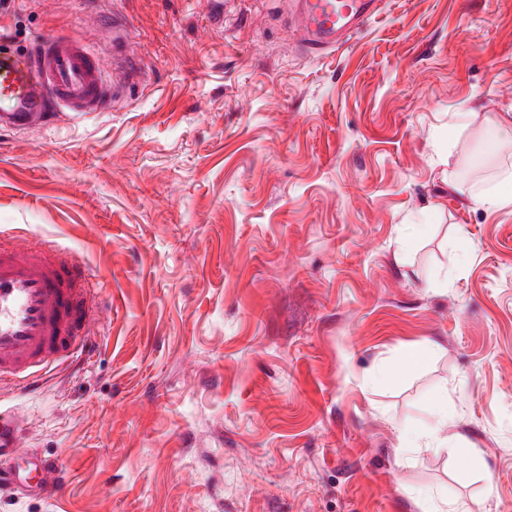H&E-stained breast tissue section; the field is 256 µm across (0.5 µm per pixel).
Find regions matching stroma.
<instances>
[{
  "mask_svg": "<svg viewBox=\"0 0 512 512\" xmlns=\"http://www.w3.org/2000/svg\"><path fill=\"white\" fill-rule=\"evenodd\" d=\"M290 8L0 9L18 51L131 68L110 111L0 127V242L69 250L110 305L88 359L0 390L67 477L0 512H512V206L474 198L512 173V0H380L320 56ZM440 388L446 442L401 454ZM433 352L434 346L431 344L412 348L398 364L386 368L382 375L386 379H394L400 374L418 371L430 362ZM422 512H474L465 503L448 501L433 492L421 491L418 493Z\"/></svg>",
  "mask_w": 512,
  "mask_h": 512,
  "instance_id": "35a3bbf8",
  "label": "stroma"
}]
</instances>
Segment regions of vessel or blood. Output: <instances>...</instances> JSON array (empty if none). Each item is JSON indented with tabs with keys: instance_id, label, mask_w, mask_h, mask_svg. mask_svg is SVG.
I'll return each mask as SVG.
<instances>
[{
	"instance_id": "1",
	"label": "vessel or blood",
	"mask_w": 512,
	"mask_h": 512,
	"mask_svg": "<svg viewBox=\"0 0 512 512\" xmlns=\"http://www.w3.org/2000/svg\"><path fill=\"white\" fill-rule=\"evenodd\" d=\"M291 21L303 47L320 56L343 44L377 12L374 0H292ZM0 122L47 123L67 111H103L112 89L97 55L70 35L38 39L21 53L0 32ZM82 264L71 254L41 246L0 244V384L32 387L52 365L86 354L90 311ZM17 413L0 411V484L40 496L55 494L62 475L51 461L30 458Z\"/></svg>"
}]
</instances>
